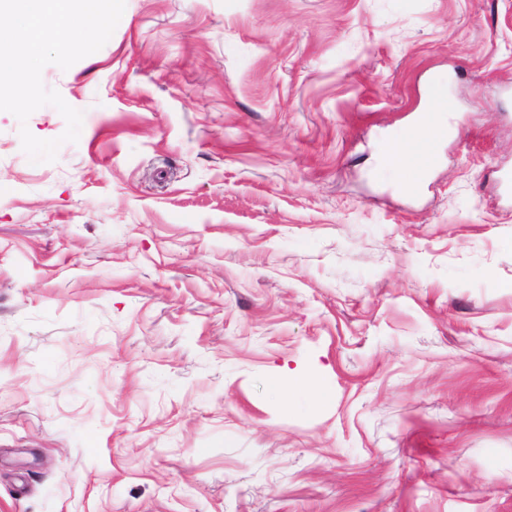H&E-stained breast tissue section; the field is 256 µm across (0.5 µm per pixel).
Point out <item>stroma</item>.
I'll return each mask as SVG.
<instances>
[{
	"label": "stroma",
	"instance_id": "1",
	"mask_svg": "<svg viewBox=\"0 0 512 512\" xmlns=\"http://www.w3.org/2000/svg\"><path fill=\"white\" fill-rule=\"evenodd\" d=\"M0 111V512H512V0H126ZM445 83L454 129L385 161Z\"/></svg>",
	"mask_w": 512,
	"mask_h": 512
}]
</instances>
